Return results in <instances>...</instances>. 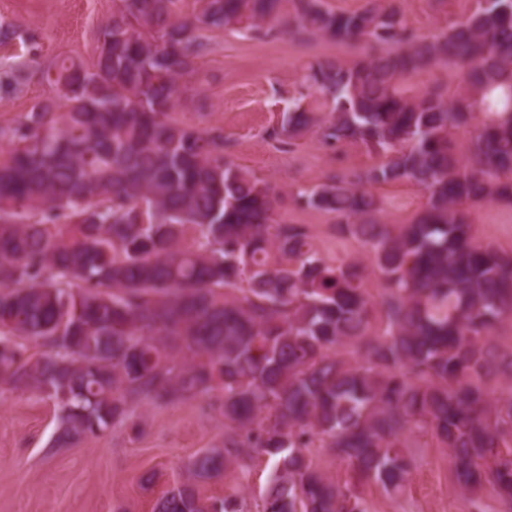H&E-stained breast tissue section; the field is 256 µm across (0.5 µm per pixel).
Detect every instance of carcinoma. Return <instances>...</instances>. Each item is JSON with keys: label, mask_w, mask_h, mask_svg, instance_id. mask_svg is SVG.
Here are the masks:
<instances>
[{"label": "carcinoma", "mask_w": 512, "mask_h": 512, "mask_svg": "<svg viewBox=\"0 0 512 512\" xmlns=\"http://www.w3.org/2000/svg\"><path fill=\"white\" fill-rule=\"evenodd\" d=\"M115 0L92 67L42 71L66 85L0 126V382L55 401L65 447L115 426L138 437L134 409L218 396L224 440L154 512H250L200 482L274 460L256 512H370L365 482L406 486L420 434L448 449L456 484L512 505V378L498 324L512 320V254L477 242L463 205L512 204V0H478L422 36L392 0L336 12L323 0ZM346 46L386 44L347 63L311 64L324 112L295 103L269 137L313 130L330 147L379 157L296 194L356 240L367 266L327 260L307 228L276 219L279 194L220 153L221 134L172 110L197 73L207 32L264 33ZM444 63L462 91L409 96L400 79ZM29 79L0 72V98ZM473 128L471 161L451 133ZM412 182L427 195L407 224L385 221L374 189ZM380 321L378 329L373 322ZM39 348L27 355L29 345ZM346 464L338 483L309 457Z\"/></svg>", "instance_id": "obj_1"}]
</instances>
